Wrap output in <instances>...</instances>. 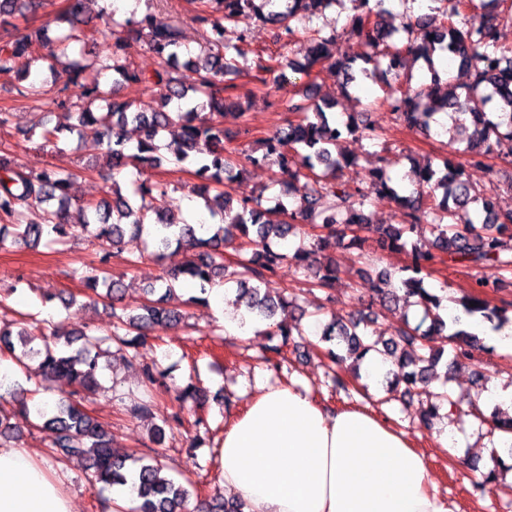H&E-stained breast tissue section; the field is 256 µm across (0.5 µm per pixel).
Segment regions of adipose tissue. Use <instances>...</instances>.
Wrapping results in <instances>:
<instances>
[{
    "label": "adipose tissue",
    "mask_w": 512,
    "mask_h": 512,
    "mask_svg": "<svg viewBox=\"0 0 512 512\" xmlns=\"http://www.w3.org/2000/svg\"><path fill=\"white\" fill-rule=\"evenodd\" d=\"M239 339L257 321L217 285L207 294ZM225 493L247 512H452L424 453L405 433L357 407L336 411L292 384L266 388L224 430ZM0 512H74L56 473L24 448H0Z\"/></svg>",
    "instance_id": "ef3b65f1"
}]
</instances>
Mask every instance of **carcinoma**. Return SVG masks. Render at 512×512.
Segmentation results:
<instances>
[{
    "mask_svg": "<svg viewBox=\"0 0 512 512\" xmlns=\"http://www.w3.org/2000/svg\"><path fill=\"white\" fill-rule=\"evenodd\" d=\"M349 2L350 34L364 47L360 60L365 76H399L401 63L411 54L423 60L431 75L430 83L417 89L388 87L382 104L395 121L410 131L429 130L435 115L445 112L454 123L456 132L465 136L464 151L473 158L493 154V141L503 135L512 137V47L500 41L499 15L485 0H431L441 4L444 21L433 24L427 17L406 22L393 31L402 34L401 45L387 42L383 19L393 16L387 7L390 0H202V8L190 20L201 30L213 52L205 57L184 55L180 23L160 26L151 11L132 15L122 21L105 8L97 16L101 25L90 24L85 15L89 4L98 0H65L61 12L27 32L0 38V77L17 81L15 89L23 98H40L47 94V84L64 78L76 82L90 68L111 70L125 81H145L159 96V108L139 112L127 101L116 99L113 89L96 84L86 90L87 101L67 108L68 123L49 126L41 124L43 146L59 147L61 134H82L92 131L98 141L100 157L112 170L131 166L141 173L167 162L178 167H194L197 183L194 194L203 200L211 218L204 234L195 225L180 223L160 212L157 203L167 195L170 183L163 180H141L134 183L130 199L112 183V199L77 204L80 219L71 220V186L79 176L74 171H60L49 165L33 166L20 161L12 149L0 144V246H5V228H13V243L36 249L40 245H64L77 236H86L99 247L98 263H83L67 273L96 297L110 301L112 322L105 330L89 326L67 327L64 323L35 320L27 329L23 319L0 323V354L14 353L12 336H23V343L38 337L42 347L22 351L21 357L38 359L34 374L55 377L66 384L59 398L50 407L29 406L24 390L0 379V400H9L12 409L0 407V437L13 438L20 434L21 425L42 421L51 431L50 448L62 460L86 462V479L103 489L124 487L135 477L132 492L137 501L135 512H190L194 492L172 478L161 476L163 465L156 457L132 458L112 448L111 438L103 426L82 407V400L101 387L98 379L99 358L109 353L112 343L129 352L130 360L137 350L154 339L152 332L167 324L178 323L183 314L177 307L166 305L176 295L180 277L197 284L199 295L183 304L208 303L207 288L224 281V248L235 246L246 279L237 282V300L248 311L266 321V335L280 336L287 341L302 335L297 320L291 316L292 301L273 298L262 292L266 278L284 270L314 271V286L330 290L336 281V261L333 250L341 244L336 235L349 237L348 245L364 241L362 234L375 236L381 250L399 251L406 248L408 235L420 224H430L435 233L434 247L447 256L448 263L477 273L504 277L512 275V209L490 208L488 196L472 192L465 168L448 158L442 167L433 163L414 170V188L393 182L383 166L369 169V180L363 187H350L336 182V171L351 162V158L336 152L340 142L349 136L367 139L376 137V130L349 119L330 124L326 110L333 104L319 103L306 95L295 102L288 100V111L297 119L264 140V152L259 156L243 157L224 150V142L241 135L224 129L223 118L232 106L241 105L237 86L224 83V75L238 73L248 66V25L259 20L275 27L280 43L275 64L257 59L260 72L273 75V82L286 80L285 70L294 69L289 45L295 36L292 23L310 25L308 71L324 63L342 77L338 94L350 96L354 82L353 64L357 59L338 49L336 30L324 32L311 27L334 5ZM45 0H0V26L11 24L10 18H33L44 9ZM101 34L112 39V53L93 56L87 46ZM142 43L163 66L143 79L132 68L124 51ZM47 53H41V50ZM448 56L467 69L470 82L463 94L448 83L441 84L434 57ZM27 59L30 65L46 68L51 81L29 80L31 71L21 72L18 62ZM134 125L139 131L135 143L125 139L124 128ZM172 132L166 145L168 155L159 153V141L165 132ZM275 158L284 176L283 192L276 206L266 207L260 196L243 199L233 205L224 193V183L240 180L248 167ZM309 183L308 192L297 206L290 207L294 183ZM387 196L401 210L399 224L372 223L369 207L373 196ZM303 219L318 228L309 247L299 246L293 253H281L271 247L275 239H283L293 230L292 222ZM150 230L156 250L162 257L171 243L186 252L184 265L160 278L159 287L146 290V299L135 308L122 305L121 282L112 278L107 266L123 253L127 233L135 236ZM413 262L402 268L404 275L394 278L383 270L371 283V291L385 305L410 302L423 309L426 329L410 326L404 320L393 328L384 342L372 338L367 331L368 315L358 314L348 321L335 320L323 330L324 341L336 342L346 349L341 355L327 347L324 357L335 365L350 359L353 366L370 351L396 359L397 371L389 382L392 390L403 387L409 393L426 386L432 371L440 362L436 353L424 354L427 342L435 333L451 330L448 340L453 344L451 363L461 364L473 358L481 347V338L474 323L488 322L496 329L509 322L505 313L512 311V298L500 299L492 305L480 299H462V311L442 314V298L424 287L429 263L434 259L428 251L412 246ZM79 342L74 354L68 347ZM432 402L423 410L431 419L442 405L453 411L461 404L448 392H428ZM196 512H243V504L226 501L216 494L209 500H196Z\"/></svg>",
    "mask_w": 512,
    "mask_h": 512,
    "instance_id": "obj_1",
    "label": "carcinoma"
}]
</instances>
